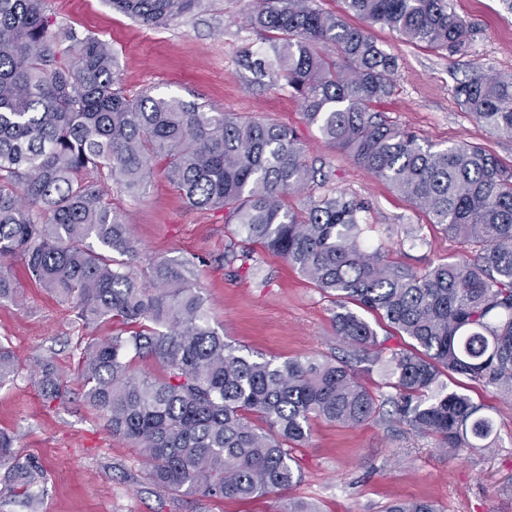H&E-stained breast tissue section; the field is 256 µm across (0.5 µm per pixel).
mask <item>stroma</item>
<instances>
[{"label":"stroma","instance_id":"35a3bbf8","mask_svg":"<svg viewBox=\"0 0 512 512\" xmlns=\"http://www.w3.org/2000/svg\"><path fill=\"white\" fill-rule=\"evenodd\" d=\"M453 2L473 28L458 52L417 46L388 27H371L398 63L393 93L376 109L437 148L477 143L512 166V138L481 128L457 94L476 67L512 73V0ZM44 7L54 29L72 28L111 44L116 78L128 95L177 96L295 128L309 159L325 162L327 191L366 202L375 230L364 244L381 247L389 263L422 272L463 253L458 240L306 125L286 84L252 83L239 59L245 50L266 47L268 35L247 23L248 0H203L195 12L158 26L112 9L108 0H44ZM91 178L106 184L108 202L128 216L139 244L132 264L138 276L156 261L199 259L195 283L226 342L279 362L346 355L347 344L333 331L334 303L281 258L261 253L262 287L221 264L230 238L223 212L189 207L159 172L135 196L109 186L106 173ZM11 269L22 289L18 303H0V343L14 352L17 373L0 385V429L15 435L17 458L41 475L33 488L40 512H284L292 501L314 504L319 512H380L398 499L431 500L440 512H512V397L477 385L467 393L494 420L493 449L452 453L403 426L392 431L372 420L355 426L318 421L298 454L302 479L288 490L245 501L166 492L151 482L138 449L112 436L81 397V349L111 336V324L83 327L70 303L23 279L19 264ZM46 359L63 376L64 402H47L37 385Z\"/></svg>","mask_w":512,"mask_h":512}]
</instances>
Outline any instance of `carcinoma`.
<instances>
[{
  "instance_id": "obj_1",
  "label": "carcinoma",
  "mask_w": 512,
  "mask_h": 512,
  "mask_svg": "<svg viewBox=\"0 0 512 512\" xmlns=\"http://www.w3.org/2000/svg\"><path fill=\"white\" fill-rule=\"evenodd\" d=\"M111 2L161 24L203 0ZM314 2L251 0L250 24L272 39L264 56L244 53L241 67L258 84L285 81L308 125L428 214L466 255L421 273L389 264L381 249L363 246L362 202L315 193L328 174L309 163L294 128L206 112L178 97L129 96L117 86L107 42L67 30L77 48L71 60L54 47L43 0H0V262L21 261L84 326L119 325L81 352L83 399L112 435L139 449L166 491L250 499L290 488L301 477L293 451L308 443L315 420L352 426L373 418L442 448H492L493 421L445 379L512 395V168L478 144L438 149L374 111L391 95L398 64L369 27L453 51L469 41L470 22L451 0H344L366 23L351 27ZM320 44L333 45L335 56L319 53ZM458 93L477 123L512 137V75L478 71ZM157 168L192 207L224 211L235 236L224 264L257 275V246L334 297V333L350 354L282 362L239 354L211 326L192 259L159 261L148 282L138 281L128 266L139 253L131 224L87 175L105 169L135 196ZM290 196L303 207H290ZM18 296L0 265V302ZM368 314L408 346L386 354ZM141 356L158 362L163 377L134 375ZM376 367L390 392L362 382ZM15 368L13 351L0 345V384ZM38 384L47 401L63 398L53 361L42 362ZM14 441L0 431V463L13 462L14 487L35 510L37 473L15 459ZM382 512L440 510L396 500Z\"/></svg>"
}]
</instances>
